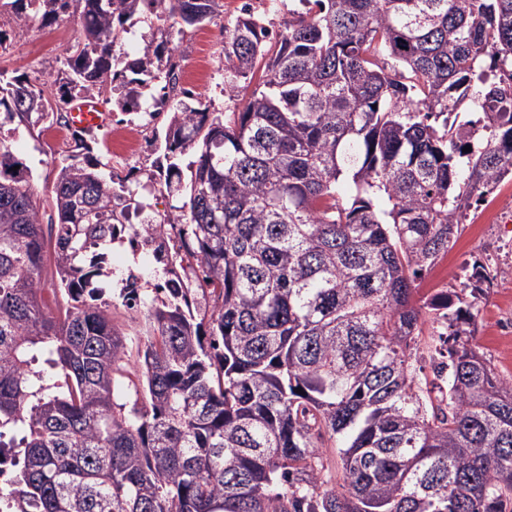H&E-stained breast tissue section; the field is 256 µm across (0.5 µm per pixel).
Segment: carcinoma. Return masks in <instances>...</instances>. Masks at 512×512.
<instances>
[{"mask_svg": "<svg viewBox=\"0 0 512 512\" xmlns=\"http://www.w3.org/2000/svg\"><path fill=\"white\" fill-rule=\"evenodd\" d=\"M301 2L276 34L247 7L224 27V95L264 70L224 119L179 98L172 30H133L146 10L210 23L221 0H0L21 32L72 9L81 25L57 87L0 71V130L66 126L74 94L107 89L123 112H170L163 187L182 200L147 212L79 136L43 224L0 136V448L15 468L0 512H512V379L469 344L495 275L418 288L463 211L512 174V0ZM185 219L210 342L191 289L170 278L150 297L132 272L119 299L144 318L117 332L108 246L127 233L170 274L166 226ZM423 340L442 357L436 393L414 365ZM327 442L337 480L318 464Z\"/></svg>", "mask_w": 512, "mask_h": 512, "instance_id": "1", "label": "carcinoma"}]
</instances>
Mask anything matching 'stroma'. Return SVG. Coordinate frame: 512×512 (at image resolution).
<instances>
[{"label": "stroma", "mask_w": 512, "mask_h": 512, "mask_svg": "<svg viewBox=\"0 0 512 512\" xmlns=\"http://www.w3.org/2000/svg\"><path fill=\"white\" fill-rule=\"evenodd\" d=\"M259 8L261 0H223V14L214 22L184 28L176 34L174 60L181 73V83L210 102L215 113L236 111L244 102L243 97L227 99L220 93L221 60L224 49V26L233 24L241 14L243 4ZM80 36L79 20L66 17L54 24L32 25L24 32H16L9 17H0V71L7 75H23L33 83H53L64 67L67 49ZM100 103L110 115L106 126L94 134V154L119 176L128 178L130 185L143 187L153 212L159 215L170 212L176 200L161 191L158 164L163 155L151 143L163 136L168 125L169 113L147 118L129 112L113 111L112 97L100 96ZM74 132L63 128L60 135H52L50 126L32 131L19 129L12 134L11 142L17 156L32 169L31 189L40 200L41 220L52 215L51 188L55 169L67 157L73 143ZM483 264L500 269L480 302L478 332L475 343L481 352L504 376L512 375V341L500 336L505 324L512 322V223L488 224L477 211H470L459 226L457 238L447 254L441 256L434 275L425 276L422 288L427 292L460 287L464 275L473 264ZM112 275L107 280L108 299L114 300L112 323L121 332L138 329L140 314L117 304L116 298L128 272H136L143 281H163V273L146 268L140 253L132 251L128 242L112 246Z\"/></svg>", "instance_id": "stroma-1"}]
</instances>
